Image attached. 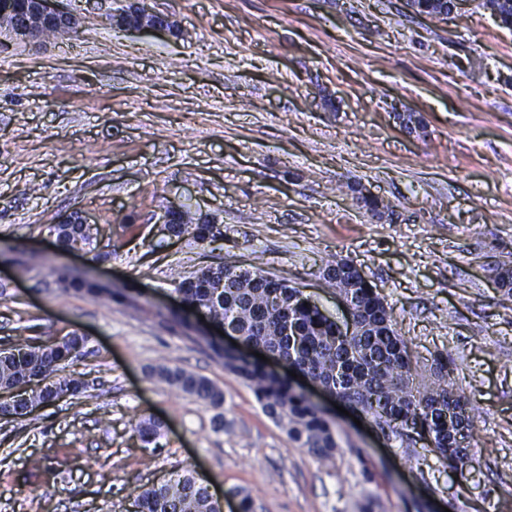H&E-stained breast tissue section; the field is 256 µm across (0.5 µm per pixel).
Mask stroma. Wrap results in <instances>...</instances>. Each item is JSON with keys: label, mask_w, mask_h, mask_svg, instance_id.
<instances>
[{"label": "stroma", "mask_w": 512, "mask_h": 512, "mask_svg": "<svg viewBox=\"0 0 512 512\" xmlns=\"http://www.w3.org/2000/svg\"><path fill=\"white\" fill-rule=\"evenodd\" d=\"M125 4L67 0L78 36L0 45V350L89 338L65 367L83 395L0 419V512H132L184 465L223 512L233 486L254 512H359L367 495L378 512H512V306L495 279L512 263V31L483 0L442 19L409 0H143L176 38L113 28ZM173 201L216 216L219 240L163 234ZM76 209L97 240L64 250L51 226ZM339 257L383 298L417 377L455 365L474 407L467 481L315 390L340 437L322 466L161 322L178 282L219 264L259 265L344 322L322 276ZM52 266L147 310L61 293ZM162 357L223 388V407L151 380ZM149 414L164 426L147 445Z\"/></svg>", "instance_id": "obj_1"}]
</instances>
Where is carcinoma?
I'll list each match as a JSON object with an SVG mask.
<instances>
[{
  "label": "carcinoma",
  "instance_id": "carcinoma-1",
  "mask_svg": "<svg viewBox=\"0 0 512 512\" xmlns=\"http://www.w3.org/2000/svg\"><path fill=\"white\" fill-rule=\"evenodd\" d=\"M502 27L512 29V0H483ZM418 14L435 17L448 13L453 0H412ZM56 239L68 247L90 245L92 227L71 224L51 226ZM178 236L188 234L196 240L209 239L208 228L184 210L179 222L170 225ZM350 261L338 259L325 268V281L343 295V280L332 276L338 270L344 277ZM61 291L86 292L124 302L142 309L138 297L112 292L75 278L68 273L49 271ZM496 281L507 300H512V265L496 268ZM223 287H218V284ZM182 293L183 307L170 312L166 323L184 333L196 330L197 315L239 334L248 348H259L279 356L294 370L308 375L336 399L371 417L386 435L401 443L420 440L427 451L448 468L465 474L473 460L460 456L461 443L474 430L471 402L460 394L452 381L448 359L434 360L431 379L415 383L408 343L395 328L392 313L376 289L358 282L352 290L359 305V321L353 332L343 330L300 291L273 280L258 268L235 265L206 267L182 279L176 288ZM208 346L224 368L238 375L253 391L263 412L286 428L289 438L320 462L328 464L336 456L339 443L336 425L330 416L307 394L295 390L288 376L268 371L259 360L238 362L224 357L221 339L206 337ZM88 337L76 332L41 344H19L0 351V416L13 420L28 416L26 409L50 397H76L86 391V383L72 376L60 377L62 365L76 357L87 345ZM149 377L213 408L224 405V391L209 378L173 366L163 360L150 368ZM419 427L410 436L409 423ZM162 428L153 416L140 418L135 429L140 439L152 443ZM134 512H220L208 487L199 483L190 468L143 489L133 498Z\"/></svg>",
  "mask_w": 512,
  "mask_h": 512
}]
</instances>
